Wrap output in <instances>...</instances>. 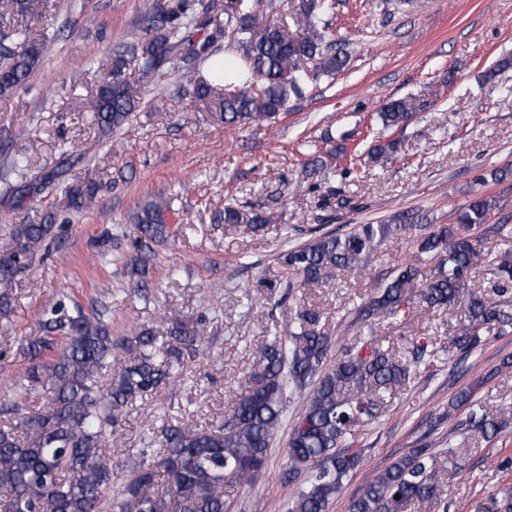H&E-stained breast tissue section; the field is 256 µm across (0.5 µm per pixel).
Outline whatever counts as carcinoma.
Returning <instances> with one entry per match:
<instances>
[{"mask_svg": "<svg viewBox=\"0 0 512 512\" xmlns=\"http://www.w3.org/2000/svg\"><path fill=\"white\" fill-rule=\"evenodd\" d=\"M45 0H0V98L8 99L34 72L50 40L33 36L29 18L41 13ZM332 0H299L297 32L260 16L256 0H153L129 50L112 59V70L98 86L93 109L101 133L109 136L131 118L141 100V85L127 71L142 74L181 62L182 79L192 95L221 109L224 126L241 129L273 122L288 100L304 94L309 76L334 75L347 65L348 54L336 48L324 20ZM216 12L224 22L217 35L192 40L199 13ZM228 37L246 66L244 89L228 91L216 82L225 69L215 65L213 79L198 75L196 63L219 54L214 43ZM312 62L308 72L304 63ZM436 92L387 100L379 112L385 128L404 129L431 105ZM28 161L20 153L0 148V176L21 182L4 194L15 208L25 207L44 185L59 179L57 168L35 179L26 176ZM97 187L65 188L75 211L93 208ZM496 201L479 198L458 210L456 224L441 226L419 238V254L448 256V267L432 274L422 260L407 262L377 289L376 295L353 311V322L372 327L380 318L398 319L412 309L454 308L459 327L450 343L468 350L482 337L512 330V254L497 260L494 285L501 300L490 303L469 287L477 262L470 231L485 223ZM175 210L166 200L145 201L130 216L133 251L125 264L130 273L146 276L151 244L169 237ZM274 211L245 213L224 208L226 224H271ZM390 233L388 224H359L345 234L312 236L305 244L280 250L275 256V282L307 287L334 270L362 274L375 246ZM54 236L52 224H21L14 243L0 251V313L11 306L13 288L44 242ZM322 314L304 309L290 317L288 328L276 331L255 352L258 371L227 418L206 426L162 424L144 437L156 450L133 467L120 495L112 496V460L103 445L112 437L128 404L152 395L181 375L187 356H196L203 342L202 321H176L170 339L150 328L134 326L119 339L101 318L81 308L69 315L63 303L44 314L47 336L28 342V368L16 392L28 399L45 386L50 401L35 410L17 402L6 408L13 416L0 422V512H224V482L250 483L266 466L272 440L282 425L286 393L304 396V405L287 443V458L295 472L309 471L307 485L290 512H326L343 481L359 465L361 449L342 446L360 429L373 424L397 386L426 364V345L398 353L372 340L341 349L324 367L331 349L329 337L318 331ZM123 353L124 368L112 376V351ZM467 406L469 420L486 438L501 436L503 422L472 400V391L458 394L453 406ZM443 472L436 456L418 448L368 481L351 501L349 512H404L412 502L432 500Z\"/></svg>", "mask_w": 512, "mask_h": 512, "instance_id": "carcinoma-1", "label": "carcinoma"}]
</instances>
